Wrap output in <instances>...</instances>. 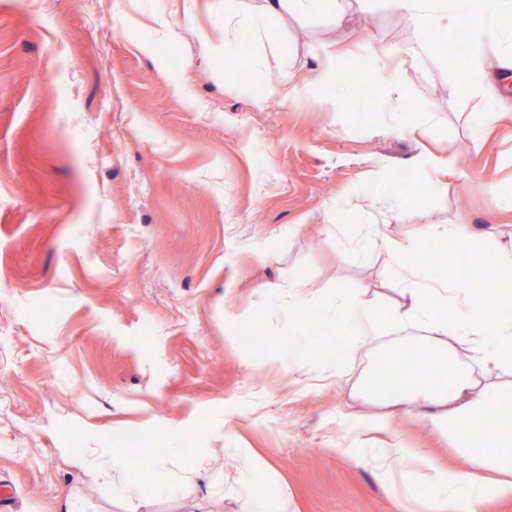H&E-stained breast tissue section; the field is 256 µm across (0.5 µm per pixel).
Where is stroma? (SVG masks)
<instances>
[{
	"mask_svg": "<svg viewBox=\"0 0 512 512\" xmlns=\"http://www.w3.org/2000/svg\"><path fill=\"white\" fill-rule=\"evenodd\" d=\"M247 37L223 57L224 0H0V512L69 495L86 512H248L271 489L288 512H403L346 454L376 448L350 416L372 404L352 399L356 375L318 379L342 344L325 310L340 291L389 309L401 267L446 279L431 225L512 243L495 190L512 182V112L387 0L339 26L288 11ZM330 43L336 104L254 106L249 90L301 83ZM401 48L399 131L373 62ZM361 224L401 256L362 249ZM392 433L471 468L414 414ZM134 437L147 470L127 499L107 458ZM161 461L206 471L162 494Z\"/></svg>",
	"mask_w": 512,
	"mask_h": 512,
	"instance_id": "1",
	"label": "stroma"
}]
</instances>
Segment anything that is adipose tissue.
<instances>
[{
  "instance_id": "adipose-tissue-1",
  "label": "adipose tissue",
  "mask_w": 512,
  "mask_h": 512,
  "mask_svg": "<svg viewBox=\"0 0 512 512\" xmlns=\"http://www.w3.org/2000/svg\"><path fill=\"white\" fill-rule=\"evenodd\" d=\"M342 20L353 0H263L252 11L247 0H224V47L232 49L236 30L244 25L263 31L269 19L285 11L309 15L321 5ZM394 8L415 26L448 32L467 27L469 42L460 60L498 110L507 104L499 92L501 62L482 54L487 44L501 42L505 18L512 17V0H392ZM481 260L494 277L489 287L474 288L465 280L443 281L442 310L423 301L419 287L424 272L403 276L402 299L380 320L358 295L337 293L331 315L347 330L330 375L346 376L365 356L388 355L393 349L416 352L418 363L400 372L392 387L376 375H366L360 393L373 400L375 411L359 416L357 425L369 433H385L400 413L417 415L456 454L469 460L473 471H448L431 464L414 448L379 449L375 462L382 483H399L409 512H481L487 499H512V317L489 321V306L512 305V248H487ZM447 360L449 371L435 377L437 360ZM494 413L499 430L494 436L474 431L477 421Z\"/></svg>"
}]
</instances>
